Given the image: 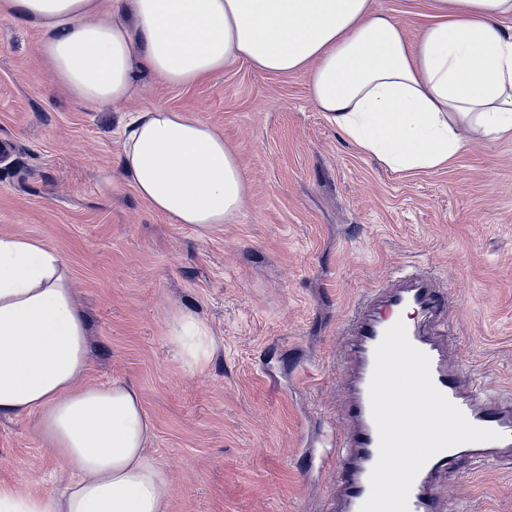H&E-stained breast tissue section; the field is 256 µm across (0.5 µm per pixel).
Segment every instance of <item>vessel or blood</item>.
Masks as SVG:
<instances>
[{"label": "vessel or blood", "mask_w": 512, "mask_h": 512, "mask_svg": "<svg viewBox=\"0 0 512 512\" xmlns=\"http://www.w3.org/2000/svg\"><path fill=\"white\" fill-rule=\"evenodd\" d=\"M443 305V293L419 281L407 288L386 289L373 304L354 308L349 314L344 345L355 370L347 379V395L341 410L346 429L335 433L331 441L333 448L346 451L336 470L339 512H360L369 495V476L378 458V433L368 393L376 346L384 332L404 318L407 309L435 315ZM407 333L411 343L429 356L436 388L472 424L499 434L495 441L466 443L444 450L424 465L410 492L409 512H439L432 484L436 476L454 473L462 460L484 462L512 454V404L490 399L482 387L452 370L443 347L424 335L419 325H408Z\"/></svg>", "instance_id": "1"}]
</instances>
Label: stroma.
<instances>
[{"mask_svg": "<svg viewBox=\"0 0 512 512\" xmlns=\"http://www.w3.org/2000/svg\"><path fill=\"white\" fill-rule=\"evenodd\" d=\"M409 40L426 0H372ZM41 31L0 17V233L68 264L88 325L87 378L135 386L170 475L168 512H332L348 365L341 325L366 291L414 271L448 296L421 320L448 362L512 400V140L470 137L447 166L394 172L313 104L306 74L239 61L188 87L144 76L129 101L76 102L37 58ZM154 107L215 126L249 201L202 233L155 213L118 165V131ZM210 330L188 368L175 311ZM34 416L0 417V484L43 490L63 461ZM441 512H512V457L463 462L435 481Z\"/></svg>", "mask_w": 512, "mask_h": 512, "instance_id": "35a3bbf8", "label": "stroma"}]
</instances>
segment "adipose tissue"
<instances>
[{
  "label": "adipose tissue",
  "mask_w": 512,
  "mask_h": 512,
  "mask_svg": "<svg viewBox=\"0 0 512 512\" xmlns=\"http://www.w3.org/2000/svg\"><path fill=\"white\" fill-rule=\"evenodd\" d=\"M416 41L370 0H0L43 31L38 59L77 102L107 107L139 71L187 86L245 60L308 76L320 111L395 171L447 165L465 133L512 139V0H429ZM118 163L137 194L176 224L206 231L237 218L247 181L212 125L156 107L121 131ZM168 333L188 366L210 332L187 312ZM89 336L64 258L0 234V416L35 415L67 466L62 487L0 486V512H165L171 479L149 452L153 425L134 387L89 382Z\"/></svg>",
  "instance_id": "ef3b65f1"
}]
</instances>
